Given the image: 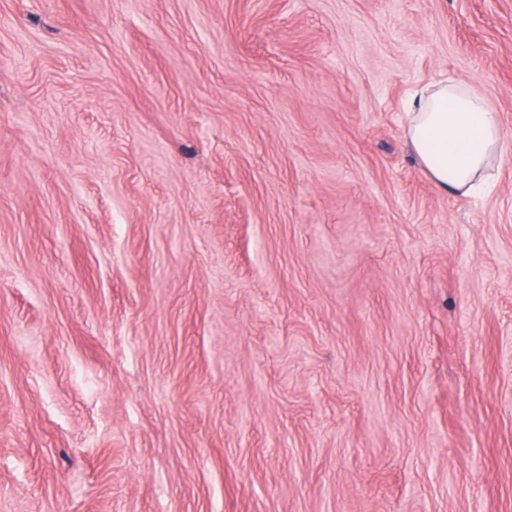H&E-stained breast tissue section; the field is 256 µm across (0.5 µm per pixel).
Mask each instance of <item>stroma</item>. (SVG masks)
<instances>
[{
  "mask_svg": "<svg viewBox=\"0 0 512 512\" xmlns=\"http://www.w3.org/2000/svg\"><path fill=\"white\" fill-rule=\"evenodd\" d=\"M0 512H512V0H0ZM405 135L439 191L468 195L490 177L503 130L480 92L448 81L412 98Z\"/></svg>",
  "mask_w": 512,
  "mask_h": 512,
  "instance_id": "1",
  "label": "stroma"
}]
</instances>
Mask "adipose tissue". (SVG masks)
Listing matches in <instances>:
<instances>
[{
	"label": "adipose tissue",
	"mask_w": 512,
	"mask_h": 512,
	"mask_svg": "<svg viewBox=\"0 0 512 512\" xmlns=\"http://www.w3.org/2000/svg\"><path fill=\"white\" fill-rule=\"evenodd\" d=\"M405 135L439 191L467 195L488 179L503 130L480 92L448 81L413 97Z\"/></svg>",
	"instance_id": "adipose-tissue-1"
}]
</instances>
